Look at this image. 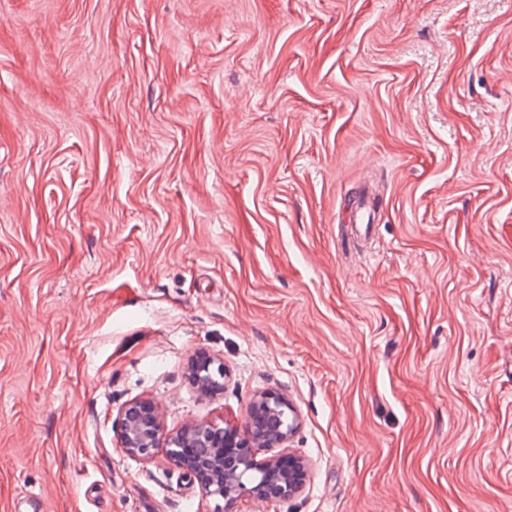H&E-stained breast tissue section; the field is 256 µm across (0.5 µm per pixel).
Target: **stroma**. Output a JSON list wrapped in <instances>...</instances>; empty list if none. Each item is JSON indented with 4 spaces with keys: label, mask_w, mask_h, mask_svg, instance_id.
<instances>
[{
    "label": "stroma",
    "mask_w": 512,
    "mask_h": 512,
    "mask_svg": "<svg viewBox=\"0 0 512 512\" xmlns=\"http://www.w3.org/2000/svg\"><path fill=\"white\" fill-rule=\"evenodd\" d=\"M263 391L241 512H512V0H0V512H217L120 412ZM350 212L352 220L350 221L351 227H358L360 230L363 229L364 234L372 236L374 233V226L372 223L371 210L368 207L366 200L363 195H360L358 199L350 203ZM227 372L223 363H218L214 358L199 355L193 359L189 380L199 397L209 399L220 393L224 388V380Z\"/></svg>",
    "instance_id": "stroma-1"
}]
</instances>
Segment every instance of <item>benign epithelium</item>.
Listing matches in <instances>:
<instances>
[{
	"mask_svg": "<svg viewBox=\"0 0 512 512\" xmlns=\"http://www.w3.org/2000/svg\"><path fill=\"white\" fill-rule=\"evenodd\" d=\"M226 377L224 365L210 356L191 363L189 380L203 400L220 393ZM298 427L294 407L275 392L255 396L242 427L193 420L172 433L153 402L137 400L122 409L119 442L128 456L142 460L165 447L168 459L203 496L224 501V512H240L245 500L273 505L301 495L309 463L290 448ZM275 448L277 453L258 458Z\"/></svg>",
	"mask_w": 512,
	"mask_h": 512,
	"instance_id": "1",
	"label": "benign epithelium"
}]
</instances>
